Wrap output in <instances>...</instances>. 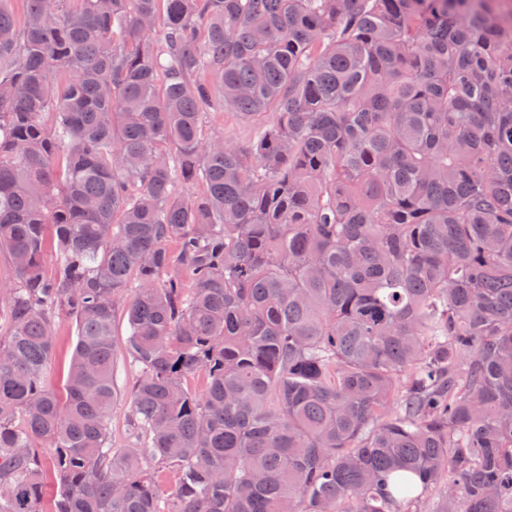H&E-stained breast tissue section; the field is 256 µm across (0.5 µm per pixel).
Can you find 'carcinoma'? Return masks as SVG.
<instances>
[{"label":"carcinoma","instance_id":"cac0c4a2","mask_svg":"<svg viewBox=\"0 0 512 512\" xmlns=\"http://www.w3.org/2000/svg\"><path fill=\"white\" fill-rule=\"evenodd\" d=\"M23 2L0 0V512H512V12ZM216 103L266 121L205 142ZM114 339L118 347V358L120 359V366L123 368L124 365V373L122 377H125V382L128 384L132 381V378L135 376V371L133 367L123 361V343L128 334L127 322L121 315H117L114 327H113ZM75 323L67 318L57 319L54 329L55 352L48 368V382L57 390L62 389L68 365L76 345ZM112 447L129 448L130 427L127 422V408L125 402H117L112 410Z\"/></svg>","mask_w":512,"mask_h":512}]
</instances>
